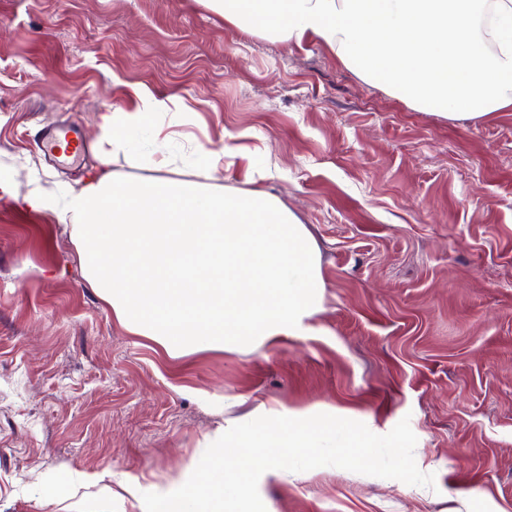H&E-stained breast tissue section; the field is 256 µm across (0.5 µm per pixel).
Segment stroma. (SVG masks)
Instances as JSON below:
<instances>
[{
	"mask_svg": "<svg viewBox=\"0 0 512 512\" xmlns=\"http://www.w3.org/2000/svg\"><path fill=\"white\" fill-rule=\"evenodd\" d=\"M129 84L191 106L169 150L246 145L269 164L265 188L321 251L304 335L170 359L117 323L69 228L24 205L97 163L49 161L41 130L98 142ZM0 181V512H82L99 488L71 468L128 512L126 482L165 485L261 404L332 405L380 435L409 418L435 477L318 467L260 480L267 512H512V112L412 111L322 47L242 37L197 0H0Z\"/></svg>",
	"mask_w": 512,
	"mask_h": 512,
	"instance_id": "obj_1",
	"label": "stroma"
}]
</instances>
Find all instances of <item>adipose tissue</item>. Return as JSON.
<instances>
[{
  "mask_svg": "<svg viewBox=\"0 0 512 512\" xmlns=\"http://www.w3.org/2000/svg\"><path fill=\"white\" fill-rule=\"evenodd\" d=\"M226 27L302 46L317 43L362 82L416 112L480 121L512 111V0H199ZM135 108L100 113L98 164L81 187L32 210L68 225L84 278L129 333L179 360L300 336L323 310L320 249L282 201L255 185L215 186L235 148L196 146L185 179L172 177L168 152L142 153L140 132L168 115L178 126L190 108L178 97L133 90ZM124 156L152 169L132 179L114 171Z\"/></svg>",
  "mask_w": 512,
  "mask_h": 512,
  "instance_id": "obj_1",
  "label": "adipose tissue"
}]
</instances>
